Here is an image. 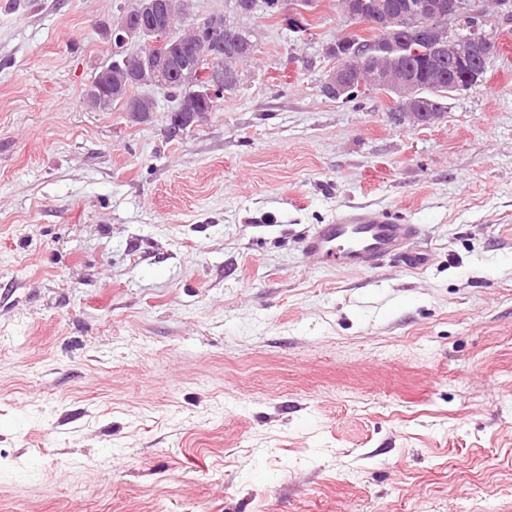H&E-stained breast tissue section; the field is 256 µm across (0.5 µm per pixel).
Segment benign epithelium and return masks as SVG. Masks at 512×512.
I'll return each mask as SVG.
<instances>
[{"instance_id":"benign-epithelium-1","label":"benign epithelium","mask_w":512,"mask_h":512,"mask_svg":"<svg viewBox=\"0 0 512 512\" xmlns=\"http://www.w3.org/2000/svg\"><path fill=\"white\" fill-rule=\"evenodd\" d=\"M343 14L349 20L370 19L372 24L388 32L401 26V20L390 10L386 0H345ZM137 12L143 19L162 16L166 12L165 0H138ZM416 13L429 21L417 29L415 34L425 45L443 58L448 57V70L464 72L461 86L476 82L484 73L487 61L493 56V40L487 27V0H427ZM467 28V34L459 39L453 31ZM143 32L150 29L142 24L129 25L110 31L112 43L122 47L140 41ZM408 44L403 39L387 38L372 42H358L344 36L329 44L326 53L337 60L336 67L329 71L323 87L335 99L345 100L353 88V77L344 65L357 58L367 64L368 82L365 85L383 86L390 90V99L396 112L407 115L412 122L431 125L441 118V112L428 110L413 92L414 80L399 71L397 58L405 54ZM146 64L139 77L141 83H155L158 76L168 68L172 56L158 50L145 54Z\"/></svg>"}]
</instances>
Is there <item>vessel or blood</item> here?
I'll return each mask as SVG.
<instances>
[{"mask_svg":"<svg viewBox=\"0 0 512 512\" xmlns=\"http://www.w3.org/2000/svg\"><path fill=\"white\" fill-rule=\"evenodd\" d=\"M418 233V225L400 216L354 207L319 225L303 239L302 250L320 263L354 271L375 268L389 257L399 258L406 269L416 270L429 261L426 252L409 247Z\"/></svg>","mask_w":512,"mask_h":512,"instance_id":"obj_1","label":"vessel or blood"}]
</instances>
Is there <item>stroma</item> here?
<instances>
[{"label": "stroma", "mask_w": 512, "mask_h": 512, "mask_svg": "<svg viewBox=\"0 0 512 512\" xmlns=\"http://www.w3.org/2000/svg\"><path fill=\"white\" fill-rule=\"evenodd\" d=\"M132 2L0 0V512H512V20L416 126L323 95L333 0H192L256 51L171 138L83 98ZM352 206L427 265L304 255Z\"/></svg>", "instance_id": "stroma-1"}]
</instances>
